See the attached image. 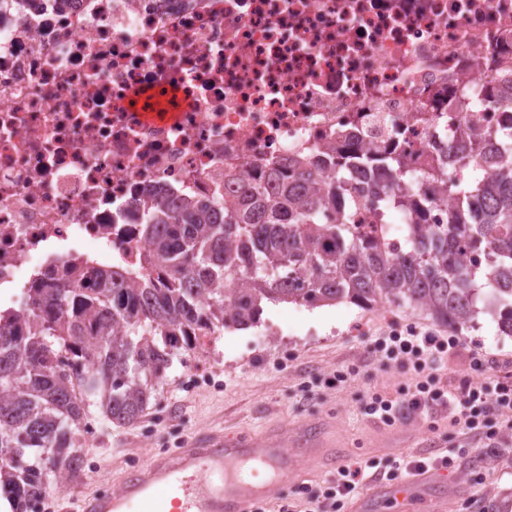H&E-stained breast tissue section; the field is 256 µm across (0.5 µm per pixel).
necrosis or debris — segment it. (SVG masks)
Instances as JSON below:
<instances>
[{
	"label": "necrosis or debris",
	"mask_w": 512,
	"mask_h": 512,
	"mask_svg": "<svg viewBox=\"0 0 512 512\" xmlns=\"http://www.w3.org/2000/svg\"><path fill=\"white\" fill-rule=\"evenodd\" d=\"M510 67L512 0H0V308L73 258L135 268L149 191L297 157L327 182L348 132L420 172L474 137L504 161Z\"/></svg>",
	"instance_id": "4bbe7bcc"
}]
</instances>
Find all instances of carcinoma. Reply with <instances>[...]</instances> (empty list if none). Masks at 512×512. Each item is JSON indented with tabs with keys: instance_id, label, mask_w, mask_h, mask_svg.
Here are the masks:
<instances>
[{
	"instance_id": "1",
	"label": "carcinoma",
	"mask_w": 512,
	"mask_h": 512,
	"mask_svg": "<svg viewBox=\"0 0 512 512\" xmlns=\"http://www.w3.org/2000/svg\"><path fill=\"white\" fill-rule=\"evenodd\" d=\"M481 150L463 141L448 160L467 165ZM414 178L384 147L347 149L325 184L300 161L263 185L226 175L220 208L146 202L135 273L70 262L44 274L0 315V492L15 512H36L82 467L90 407L108 426L134 425L181 352L260 324L265 300L407 306L458 332L489 315L512 336V167L484 179L474 205L472 183L436 174L457 199L446 224L430 223L427 194L399 193ZM359 189L410 218L403 241L357 229Z\"/></svg>"
}]
</instances>
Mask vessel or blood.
I'll use <instances>...</instances> for the list:
<instances>
[{
  "label": "vessel or blood",
  "mask_w": 512,
  "mask_h": 512,
  "mask_svg": "<svg viewBox=\"0 0 512 512\" xmlns=\"http://www.w3.org/2000/svg\"><path fill=\"white\" fill-rule=\"evenodd\" d=\"M305 449L326 469L337 465L336 449L322 427L278 430L261 437L221 434L187 438L176 451L147 459L126 472L113 492L75 498L76 512H254L256 504L273 500L284 481L300 470L288 448ZM448 484L443 468L415 470L407 478L375 481L351 507L364 512L368 502L389 501L395 512H419L429 499V512H446L440 488Z\"/></svg>",
  "instance_id": "obj_1"
}]
</instances>
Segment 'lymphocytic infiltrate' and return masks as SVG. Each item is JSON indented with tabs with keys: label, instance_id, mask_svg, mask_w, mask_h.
<instances>
[{
	"label": "lymphocytic infiltrate",
	"instance_id": "lymphocytic-infiltrate-1",
	"mask_svg": "<svg viewBox=\"0 0 512 512\" xmlns=\"http://www.w3.org/2000/svg\"><path fill=\"white\" fill-rule=\"evenodd\" d=\"M459 345V339L454 336L444 338L431 331L392 325L386 337L377 339L371 350L412 368L418 380L404 402L373 395L364 408L365 414L390 426L399 419L402 409L423 412L442 406L448 409L454 425L478 438L486 447H497L502 433L512 430V377L488 373L483 360L477 358L473 361V370L479 375V382L459 393L445 389L436 372L448 353ZM453 461L449 453L406 462L392 459L383 468L372 472L368 471L366 463H347L337 468L335 476L324 486H300L298 503H281L277 512H295L294 507L298 504L303 506L304 512H334L336 506L345 505L357 496L369 478L392 481L408 470L445 468Z\"/></svg>",
	"mask_w": 512,
	"mask_h": 512
}]
</instances>
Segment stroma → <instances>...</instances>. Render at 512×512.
<instances>
[{
    "label": "stroma",
    "instance_id": "stroma-1",
    "mask_svg": "<svg viewBox=\"0 0 512 512\" xmlns=\"http://www.w3.org/2000/svg\"><path fill=\"white\" fill-rule=\"evenodd\" d=\"M450 335L446 324L406 307L362 308L343 302L327 311L293 303L266 304L262 323L244 331L221 330L215 352L188 353L169 371L156 401L135 425H97L83 443L80 492L113 490L111 475L178 448L187 436L221 430L258 432L267 424L300 427L331 421L337 445L348 460L411 459L441 448L463 449L448 470L447 512H512V435L498 449L482 448L451 425L446 409L412 414L393 426L363 413L375 393L401 400L417 378L369 351L392 321ZM438 375L451 390L475 381L473 358L492 371L512 373V336L501 335L491 319L462 332ZM343 375L341 383L326 378Z\"/></svg>",
    "mask_w": 512,
    "mask_h": 512
}]
</instances>
